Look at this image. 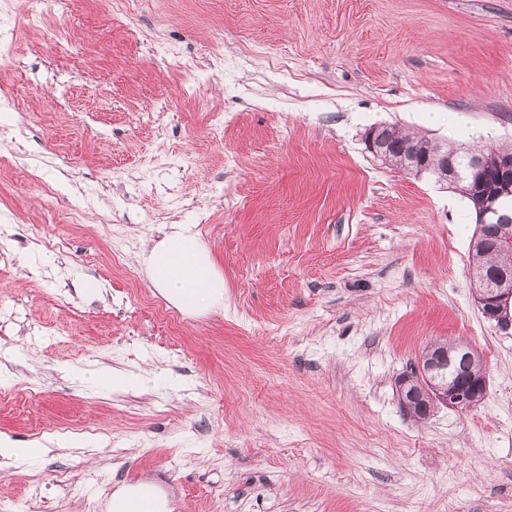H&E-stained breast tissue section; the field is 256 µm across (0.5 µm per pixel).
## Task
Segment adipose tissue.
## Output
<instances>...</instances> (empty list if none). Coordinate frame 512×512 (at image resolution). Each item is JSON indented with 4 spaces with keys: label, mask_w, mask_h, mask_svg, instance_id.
Wrapping results in <instances>:
<instances>
[{
    "label": "adipose tissue",
    "mask_w": 512,
    "mask_h": 512,
    "mask_svg": "<svg viewBox=\"0 0 512 512\" xmlns=\"http://www.w3.org/2000/svg\"><path fill=\"white\" fill-rule=\"evenodd\" d=\"M141 263L154 287L185 311L197 312L224 303L223 276L198 236L185 227H174L144 250Z\"/></svg>",
    "instance_id": "1"
}]
</instances>
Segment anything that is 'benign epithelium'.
I'll use <instances>...</instances> for the list:
<instances>
[{"instance_id":"7a95c632","label":"benign epithelium","mask_w":512,"mask_h":512,"mask_svg":"<svg viewBox=\"0 0 512 512\" xmlns=\"http://www.w3.org/2000/svg\"><path fill=\"white\" fill-rule=\"evenodd\" d=\"M383 131L376 126L363 134L365 149L377 159H384L382 152ZM425 149L411 152V163L406 171L410 175L425 173L427 158L435 148L432 140L423 139ZM470 179L476 184L472 196L475 207L482 217L497 218L509 223L505 230L512 241V216L500 211L499 202L506 195H512V155L502 157L498 171L487 172L482 165L480 154H473L472 163L466 173L448 170L445 181L455 186ZM472 281L479 285L475 292V303L481 315L501 330L512 328V270L490 269L485 265H471ZM480 354L472 346L462 343H445L429 348L409 373L396 381V394L401 409L418 419L427 418L432 410L444 406L457 412H467L481 404L488 395L487 371L476 375L470 371L461 372L457 361L470 360Z\"/></svg>"}]
</instances>
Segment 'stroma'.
I'll use <instances>...</instances> for the list:
<instances>
[{
	"mask_svg": "<svg viewBox=\"0 0 512 512\" xmlns=\"http://www.w3.org/2000/svg\"><path fill=\"white\" fill-rule=\"evenodd\" d=\"M113 2L0 0L24 97L0 109V434L51 444L0 459V512H108L143 482L168 512H512V330L474 301L475 215L362 142L512 144V0ZM48 187L83 214L62 253ZM170 224L223 307L149 281ZM446 341L482 354L488 397L416 421L395 382ZM390 125L376 126L367 129L363 134V143L365 149L371 153L375 158L382 160L397 169L401 170L403 163L406 158L404 153L407 147L411 145H418L420 137H413L409 134H395L394 132L388 133L386 137L383 135L381 128H389ZM384 137V148L385 158L382 152V139ZM89 378L98 386L121 393L140 387L144 380L125 372L97 369L89 372Z\"/></svg>",
	"mask_w": 512,
	"mask_h": 512,
	"instance_id": "1",
	"label": "stroma"
}]
</instances>
